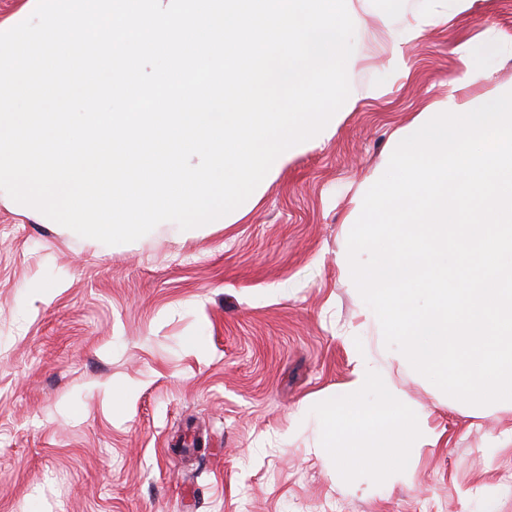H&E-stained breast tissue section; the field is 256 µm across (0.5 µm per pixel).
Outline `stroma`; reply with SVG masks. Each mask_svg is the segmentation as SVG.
<instances>
[{
	"mask_svg": "<svg viewBox=\"0 0 512 512\" xmlns=\"http://www.w3.org/2000/svg\"><path fill=\"white\" fill-rule=\"evenodd\" d=\"M391 13L437 17L395 73ZM351 18L350 85L385 94L358 98L235 223L109 246L0 206V512H512V447L488 446L512 412L448 406L399 363L442 434L409 481L345 483L297 422L350 378L340 330L373 336L338 266L358 196L450 87L469 103L512 88V0H352Z\"/></svg>",
	"mask_w": 512,
	"mask_h": 512,
	"instance_id": "35a3bbf8",
	"label": "stroma"
}]
</instances>
